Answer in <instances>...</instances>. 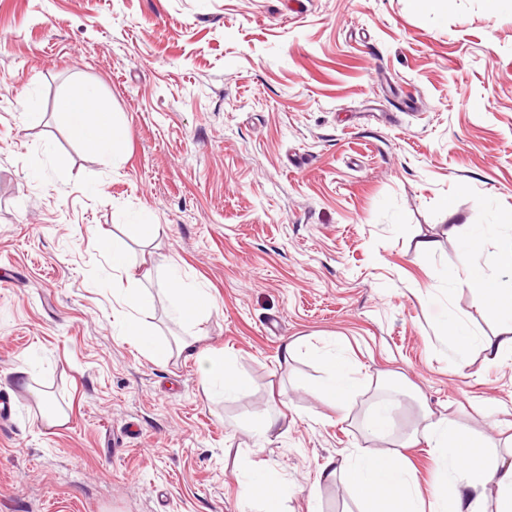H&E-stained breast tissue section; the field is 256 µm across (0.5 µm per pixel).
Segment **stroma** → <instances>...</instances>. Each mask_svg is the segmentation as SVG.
<instances>
[{
	"label": "stroma",
	"mask_w": 512,
	"mask_h": 512,
	"mask_svg": "<svg viewBox=\"0 0 512 512\" xmlns=\"http://www.w3.org/2000/svg\"><path fill=\"white\" fill-rule=\"evenodd\" d=\"M74 85L123 116L119 159L71 137ZM145 213L155 230L127 238ZM102 235L158 339L223 353L246 392L208 397L196 361L114 335ZM511 238L512 0H0V512H255V472L284 512H358L324 463L393 447L424 411L503 444L512 352L488 361L498 325L467 278ZM174 267L211 300L192 328L170 316ZM329 354L356 380L341 407L319 392ZM403 454L422 512L451 496L429 448Z\"/></svg>",
	"instance_id": "35a3bbf8"
}]
</instances>
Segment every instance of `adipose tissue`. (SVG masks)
Segmentation results:
<instances>
[{
	"label": "adipose tissue",
	"instance_id": "obj_1",
	"mask_svg": "<svg viewBox=\"0 0 512 512\" xmlns=\"http://www.w3.org/2000/svg\"><path fill=\"white\" fill-rule=\"evenodd\" d=\"M58 110L71 134L93 151L112 155L120 152L126 139L125 126L92 91L81 86L73 88L61 97ZM96 244L112 267V294L122 309L120 320L114 324L117 335L135 338L156 360L167 359L175 350L195 358L201 382L211 397H232L245 391L244 381L223 356L197 351L194 342L187 340L174 349L159 341L147 321L152 307L150 295L123 284L122 274L128 269L125 251L107 237L98 238ZM468 286L488 319L508 317L496 349L512 352V288L505 287L497 274L475 275ZM170 295L172 316L183 325L195 324L210 305L202 289L177 276L171 279ZM421 437L436 451L439 469L458 479L451 499L436 501L432 512H486L484 492L491 484L498 496L497 512H512V452L505 456L488 453V440L463 434L444 417L429 421ZM320 477L345 480L360 505L359 512H420L415 480L400 450L351 454L340 462L328 459Z\"/></svg>",
	"mask_w": 512,
	"mask_h": 512
}]
</instances>
